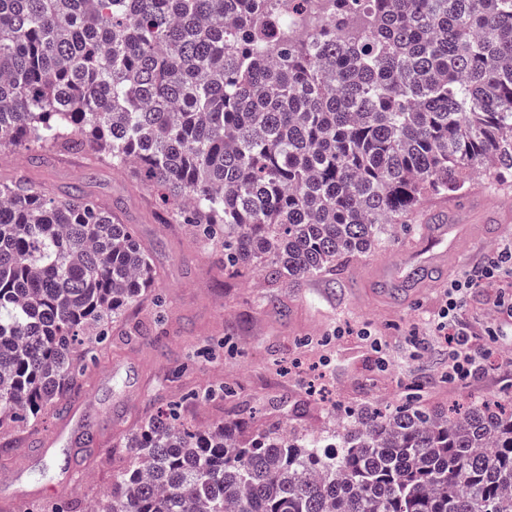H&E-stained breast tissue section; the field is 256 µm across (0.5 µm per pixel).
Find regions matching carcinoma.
Segmentation results:
<instances>
[{"label":"carcinoma","mask_w":512,"mask_h":512,"mask_svg":"<svg viewBox=\"0 0 512 512\" xmlns=\"http://www.w3.org/2000/svg\"><path fill=\"white\" fill-rule=\"evenodd\" d=\"M0 0V150L147 180L224 273L292 288L427 196L512 178V0ZM303 16L295 24L288 15ZM156 271L76 188L0 181V427L79 388ZM331 440L150 415L90 512H512V403L345 409Z\"/></svg>","instance_id":"obj_1"}]
</instances>
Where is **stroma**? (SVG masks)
<instances>
[{
	"instance_id": "35a3bbf8",
	"label": "stroma",
	"mask_w": 512,
	"mask_h": 512,
	"mask_svg": "<svg viewBox=\"0 0 512 512\" xmlns=\"http://www.w3.org/2000/svg\"><path fill=\"white\" fill-rule=\"evenodd\" d=\"M26 149L0 155V178L26 175L52 195L80 186L117 208L136 230L157 272L151 297L128 313L130 336L110 334L96 347L70 402L89 401L97 414L94 442L82 454L46 460L40 436L61 424L55 409L33 426L0 428V497L10 512H46L62 506L89 512L112 491L114 470L126 455L114 442L131 433L159 406L182 403L192 425L209 427L243 413L253 431L288 425L297 433L328 437L338 432L335 408L393 404L416 392L429 410L512 397V355L487 337L488 325L512 327V318L489 306L490 289L467 296L463 318L478 347L492 349L487 371L467 385L446 377L448 347L437 336L416 345V325L437 318L449 284L512 238V182L470 183L459 197L423 200L409 230L384 235L368 254L344 260L334 275L298 288H257L256 269L219 275L221 252L201 248L191 225L163 224L147 185L112 167L75 156L34 164ZM466 208L458 245L436 277L411 296L383 288L381 270L398 267L402 251L422 243L421 227L440 211ZM19 447H8L11 439Z\"/></svg>"
}]
</instances>
